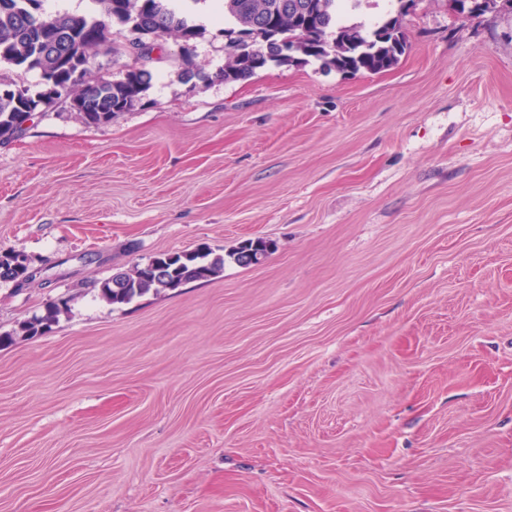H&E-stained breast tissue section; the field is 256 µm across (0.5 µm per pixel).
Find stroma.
I'll return each instance as SVG.
<instances>
[{"mask_svg": "<svg viewBox=\"0 0 512 512\" xmlns=\"http://www.w3.org/2000/svg\"><path fill=\"white\" fill-rule=\"evenodd\" d=\"M0 144V512H512V9L419 0L392 69L224 82ZM261 264L112 306L162 253ZM63 302L30 338L20 324Z\"/></svg>", "mask_w": 512, "mask_h": 512, "instance_id": "1", "label": "stroma"}]
</instances>
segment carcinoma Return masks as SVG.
I'll return each mask as SVG.
<instances>
[{"instance_id":"cac0c4a2","label":"carcinoma","mask_w":512,"mask_h":512,"mask_svg":"<svg viewBox=\"0 0 512 512\" xmlns=\"http://www.w3.org/2000/svg\"><path fill=\"white\" fill-rule=\"evenodd\" d=\"M94 14L81 12L49 13L43 0H0V63L39 73L41 83L53 79L63 88V96H73L84 105L74 113L88 127L112 123L118 115L141 103L152 80L150 63L125 66L120 76H102L85 86H71L62 71V59L84 61L101 68L100 57L125 55L124 44L110 37L116 24L128 32L141 34L150 45L172 37L179 42L178 76L203 83L211 76L196 64L193 43L201 28L178 0H93ZM397 14L366 30L345 19L357 12L362 0H224V29L230 38L224 68L216 77L236 82L251 77L268 63L301 65L318 60L352 76L379 74L394 67L405 54L408 43L402 29L405 0H398ZM14 83L0 74V144L24 136L18 104H38L41 91L24 88L18 96ZM268 254L270 245L263 239L247 240L229 258L239 266L245 250ZM11 253L0 254V281L24 285L22 275L11 266ZM160 254L128 271H117L98 284L99 294L112 305L125 304L150 291L176 290L191 282L207 279L224 268L222 257L209 258L200 251L180 252L168 270L156 272ZM64 311L59 303L47 306L45 313L21 325L29 336H37Z\"/></svg>"}]
</instances>
